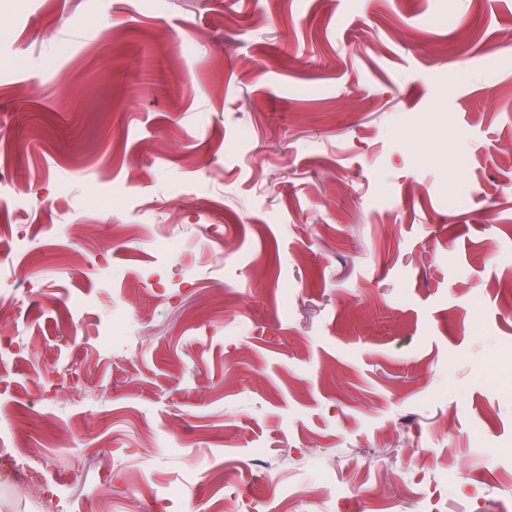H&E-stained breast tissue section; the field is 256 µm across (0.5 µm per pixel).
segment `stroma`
Returning a JSON list of instances; mask_svg holds the SVG:
<instances>
[{
  "mask_svg": "<svg viewBox=\"0 0 512 512\" xmlns=\"http://www.w3.org/2000/svg\"><path fill=\"white\" fill-rule=\"evenodd\" d=\"M0 170V512H512V0H0ZM11 448H0V464L1 460H14ZM12 476L18 488L24 492L30 493V496H45L44 465L38 461L17 462L14 460Z\"/></svg>",
  "mask_w": 512,
  "mask_h": 512,
  "instance_id": "obj_1",
  "label": "stroma"
}]
</instances>
